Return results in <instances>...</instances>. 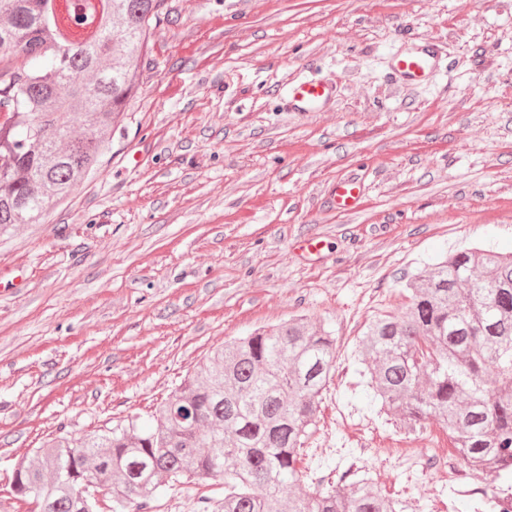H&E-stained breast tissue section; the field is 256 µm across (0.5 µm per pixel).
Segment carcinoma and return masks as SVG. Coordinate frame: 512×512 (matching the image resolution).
Returning <instances> with one entry per match:
<instances>
[{
  "label": "carcinoma",
  "instance_id": "1",
  "mask_svg": "<svg viewBox=\"0 0 512 512\" xmlns=\"http://www.w3.org/2000/svg\"><path fill=\"white\" fill-rule=\"evenodd\" d=\"M0 0V234L40 224L94 171L136 88L166 0ZM401 315L356 353L391 423L448 429L471 470L512 469V252L464 249L412 275ZM336 336L292 318L215 349L145 425L138 417L20 460L9 493L34 512L144 509L177 484L224 482L212 512H402L368 474L302 485L299 458L335 369Z\"/></svg>",
  "mask_w": 512,
  "mask_h": 512
}]
</instances>
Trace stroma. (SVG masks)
Wrapping results in <instances>:
<instances>
[{"instance_id": "stroma-1", "label": "stroma", "mask_w": 512, "mask_h": 512, "mask_svg": "<svg viewBox=\"0 0 512 512\" xmlns=\"http://www.w3.org/2000/svg\"><path fill=\"white\" fill-rule=\"evenodd\" d=\"M140 86L110 148L43 223L0 236V512L14 464L152 413L212 348L303 315L335 333L336 372L298 467L365 442L405 512H432L409 473L407 431L369 402L355 346L369 319L403 313L408 278L447 253L512 251V0H167ZM445 47L430 80L400 88L392 54ZM315 77L338 95L287 112ZM361 180L352 212L336 182ZM307 237L317 260L301 256ZM392 456H384L385 448ZM206 481L148 512H201ZM336 95V86L327 80L303 78L290 85L284 97L289 112L324 110Z\"/></svg>"}]
</instances>
